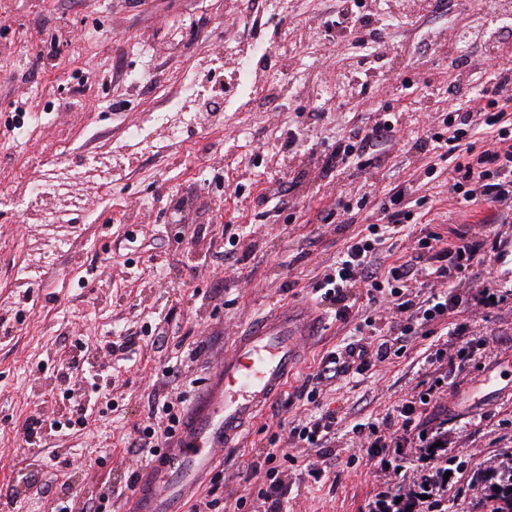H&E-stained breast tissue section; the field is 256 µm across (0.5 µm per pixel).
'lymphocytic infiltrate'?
I'll use <instances>...</instances> for the list:
<instances>
[{
  "label": "lymphocytic infiltrate",
  "instance_id": "obj_1",
  "mask_svg": "<svg viewBox=\"0 0 512 512\" xmlns=\"http://www.w3.org/2000/svg\"><path fill=\"white\" fill-rule=\"evenodd\" d=\"M488 69L490 77L481 92L460 101L449 113L452 135L426 125L420 143L447 162L452 181L449 191L457 200L486 203L512 212V60L489 58ZM400 132L395 113L378 114L371 124L338 140L331 159L346 165L355 157L386 154ZM424 204V199L414 197L406 187L391 189L379 206V223L368 225L367 235L349 241L335 267L328 269L315 286L321 303L333 309L337 320L343 322L351 313L349 297L354 290H365L374 314L357 325L360 333L374 335L388 329L409 336L434 321H449L450 340L427 356L429 372L420 391L398 405L392 418L360 423L352 429L355 447L366 449L380 477L367 512H448V450L443 444L448 421L442 416L448 405V391L444 383L474 361L480 344L479 339L470 337L467 319L455 316L460 298L448 291V276L484 267L498 250L484 234L472 230L460 233L457 245L445 250L438 246V234L424 228L414 241L413 261L379 263V247L386 233L403 232L406 226L421 220ZM422 278L431 293L421 301L411 286ZM394 352L393 342L386 340L376 345L360 342L343 352L328 353L316 373L295 390V397L314 405L315 410L291 426L285 438L316 449L319 461L309 470L314 480H321L324 474L320 462L332 454L328 443L337 423L335 411L318 406L322 384L333 375L363 374L385 363ZM185 399L182 392L151 399L150 422L136 429L129 444L137 462H146L169 447L182 422L177 406ZM280 438L271 435L269 449L249 465L246 478L252 488L238 497V512H251L257 503L262 504L264 512H282L280 468L294 456L279 447Z\"/></svg>",
  "mask_w": 512,
  "mask_h": 512
}]
</instances>
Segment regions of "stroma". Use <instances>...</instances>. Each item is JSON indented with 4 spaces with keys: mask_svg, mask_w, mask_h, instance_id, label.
Instances as JSON below:
<instances>
[{
    "mask_svg": "<svg viewBox=\"0 0 512 512\" xmlns=\"http://www.w3.org/2000/svg\"><path fill=\"white\" fill-rule=\"evenodd\" d=\"M335 5L272 0L264 11L255 0H0V17L11 20L0 30V489L13 486L19 471H39L17 499L0 496V512H54L60 498L77 504L124 481L132 465L128 443L153 395L187 391L183 408L192 410L210 361L230 350L232 337L288 303L315 302L327 266L375 220L361 211L340 232L320 223L324 207L342 192L379 196L404 183L428 198L425 220L442 246L452 247L456 231L475 223L501 242L488 281L475 273L448 280L462 317L492 339L481 369L496 368L500 385L468 413L449 416L448 455L465 480L512 455V365L502 362L512 356V223L488 204L457 203L446 170L426 177L438 159L416 144L422 106L443 117L478 88V80L459 81L457 59L473 71L483 68L489 49L512 56V33L492 44L483 39L498 16L512 14V0H458L451 15L437 2L426 16L420 0H366L377 31L368 45L327 39ZM257 41L270 48L267 75L283 81L286 102L245 92L219 124L182 128L176 139L160 130L144 142L129 139L128 129L149 108L177 95L174 70L218 58L231 77ZM284 43L291 49L285 62ZM130 71L146 73V81L128 85L122 75ZM403 75L412 89L402 88ZM32 99L45 109L43 125L27 143H15L13 116ZM384 108L398 113L402 128L387 160L363 170L330 164L337 140ZM297 126L305 140L284 148L287 130ZM94 133L103 136L109 191L87 171L83 208L60 224L51 223L45 200L16 206L29 181L88 163L82 150L58 153L60 136L80 143ZM284 179L296 206L267 215L259 199ZM482 282L499 305L477 309ZM369 308L360 294L348 321L328 316L286 392L314 373L326 352L353 341ZM160 322L167 336L159 347L143 333ZM445 326L437 321L434 335L411 337L386 366L324 386L321 399L338 418L336 454L317 482L309 475L314 449H295V463L281 475L289 487L285 512H365L379 477L367 455L351 462V429L394 414ZM127 333L140 337L133 351L104 355L105 340ZM192 348L199 354L190 361ZM179 355L186 358L180 379L164 377L168 360ZM75 356L80 366L72 370ZM88 370L105 371L109 384L92 395L84 429L27 445L26 420L60 418L63 392L84 391ZM275 403L281 415L264 410L225 453V492L243 494L245 468L278 418L296 422L308 414L307 402L280 395Z\"/></svg>",
    "mask_w": 512,
    "mask_h": 512,
    "instance_id": "35a3bbf8",
    "label": "stroma"
}]
</instances>
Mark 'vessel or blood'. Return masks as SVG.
Listing matches in <instances>:
<instances>
[{"mask_svg":"<svg viewBox=\"0 0 512 512\" xmlns=\"http://www.w3.org/2000/svg\"><path fill=\"white\" fill-rule=\"evenodd\" d=\"M322 316L306 303L281 308L238 332L213 369L199 409L175 437L176 450L154 458L134 488L132 512H179L187 483L202 477L283 388L299 367Z\"/></svg>","mask_w":512,"mask_h":512,"instance_id":"1","label":"vessel or blood"}]
</instances>
